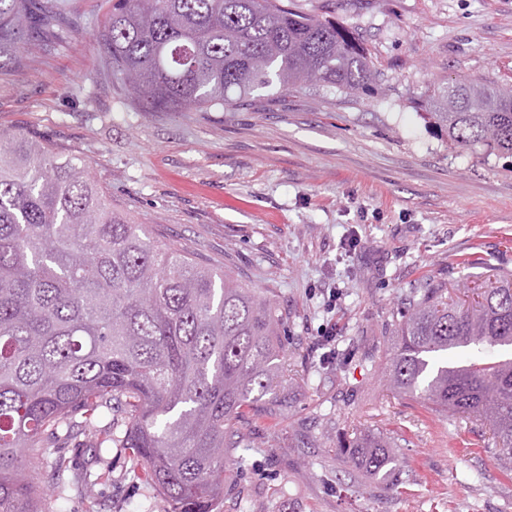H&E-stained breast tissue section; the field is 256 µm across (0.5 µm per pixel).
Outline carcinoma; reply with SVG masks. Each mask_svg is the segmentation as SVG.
<instances>
[{
  "label": "carcinoma",
  "mask_w": 512,
  "mask_h": 512,
  "mask_svg": "<svg viewBox=\"0 0 512 512\" xmlns=\"http://www.w3.org/2000/svg\"><path fill=\"white\" fill-rule=\"evenodd\" d=\"M74 22L56 0H0V70L32 40L53 47ZM108 77L143 112L242 104L259 90L310 84L352 97L379 91L348 29L282 0H113L99 33ZM427 116L462 152L512 157V85L458 81L428 95ZM464 306L444 288L412 297L381 367L388 391L487 425L512 464V279ZM280 315L230 275L156 240L112 211L85 162L21 131L0 136V512H44L41 470L56 499L112 483L103 452L120 449L134 481L165 512H221L224 460L246 462L247 409L281 414ZM481 357L448 366V350ZM395 441L367 431L339 451L368 474ZM88 451L98 468L76 467Z\"/></svg>",
  "instance_id": "carcinoma-1"
}]
</instances>
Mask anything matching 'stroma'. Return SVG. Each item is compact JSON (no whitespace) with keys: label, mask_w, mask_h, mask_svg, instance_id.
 Wrapping results in <instances>:
<instances>
[{"label":"stroma","mask_w":512,"mask_h":512,"mask_svg":"<svg viewBox=\"0 0 512 512\" xmlns=\"http://www.w3.org/2000/svg\"><path fill=\"white\" fill-rule=\"evenodd\" d=\"M62 2L82 26L50 50L27 43L0 76V135L84 158L113 210L261 290L308 374L289 385L287 413L238 419L253 446L224 466V512H512V466L487 428L393 398L373 367L415 289L461 302L512 278V158L458 152L425 114L434 88L512 83V0H290L354 31L382 97L313 86L211 112L140 111L104 72L112 0ZM327 288L341 292L331 313ZM329 323L346 363L320 359ZM368 430L395 440L398 483L337 451ZM94 494L103 512H165L117 456Z\"/></svg>","instance_id":"stroma-1"}]
</instances>
